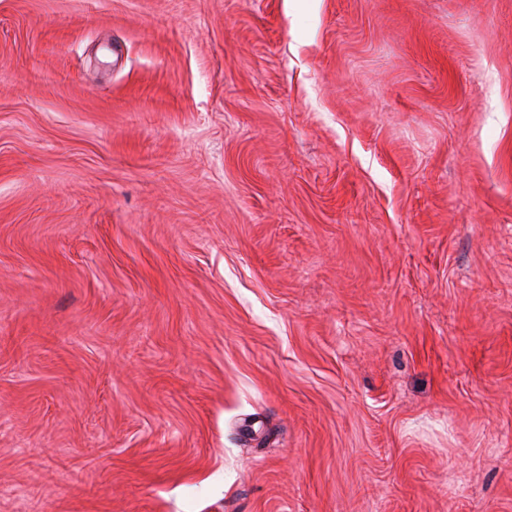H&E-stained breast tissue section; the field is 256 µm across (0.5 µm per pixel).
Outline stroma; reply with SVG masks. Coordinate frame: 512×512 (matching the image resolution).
<instances>
[{
    "mask_svg": "<svg viewBox=\"0 0 512 512\" xmlns=\"http://www.w3.org/2000/svg\"><path fill=\"white\" fill-rule=\"evenodd\" d=\"M0 512H512V0H0Z\"/></svg>",
    "mask_w": 512,
    "mask_h": 512,
    "instance_id": "1",
    "label": "stroma"
}]
</instances>
